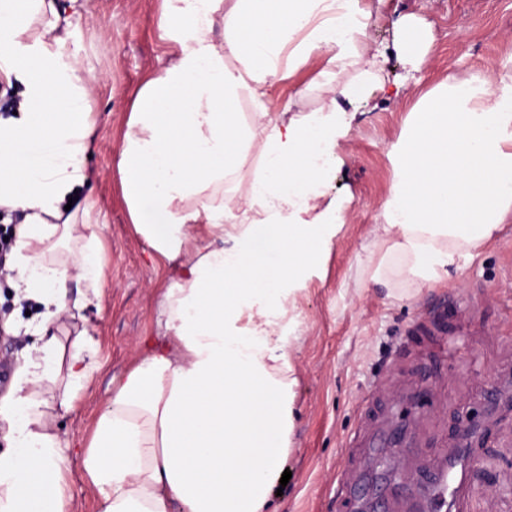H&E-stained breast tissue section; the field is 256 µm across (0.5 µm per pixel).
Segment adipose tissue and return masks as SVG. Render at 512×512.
I'll return each instance as SVG.
<instances>
[{"mask_svg":"<svg viewBox=\"0 0 512 512\" xmlns=\"http://www.w3.org/2000/svg\"><path fill=\"white\" fill-rule=\"evenodd\" d=\"M79 2L0 0V83L25 88L0 116V209L18 216L7 281L16 303L41 308L38 341L0 399V512H71L58 419L97 368L84 311L101 300L105 246L66 207L86 183L96 128L66 51ZM163 2L177 58L140 89L118 169L134 230L169 279L156 333L114 381L82 467L104 512H272L294 431L281 323L344 219L326 196L338 141L387 53L363 41L372 0ZM286 50L296 69L315 55L353 69L325 84L328 111H269ZM257 137L262 162L245 192L213 202ZM389 155L393 183L364 247L371 280L447 283L512 222V73L449 77L420 98Z\"/></svg>","mask_w":512,"mask_h":512,"instance_id":"1","label":"adipose tissue"}]
</instances>
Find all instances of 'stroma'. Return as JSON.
<instances>
[{
  "instance_id": "35a3bbf8",
  "label": "stroma",
  "mask_w": 512,
  "mask_h": 512,
  "mask_svg": "<svg viewBox=\"0 0 512 512\" xmlns=\"http://www.w3.org/2000/svg\"><path fill=\"white\" fill-rule=\"evenodd\" d=\"M163 0H88L66 49L88 80L97 129L83 192L95 202L107 252L100 305L85 314L98 342V370L76 408L60 421L73 446V512H101L82 472L79 448L153 328L165 269L136 234L117 162L138 91L175 60L177 45L158 26ZM408 16L429 40L420 58L390 52L385 79L407 84L400 102L374 92L358 113L328 195L344 200L345 222L328 252L308 267L290 310L299 323L290 349L297 384L292 473L279 512H351L347 491L386 512H421V478L442 460L467 477L459 504L439 512H512V223L453 273L448 284L398 299L373 285L360 259L380 220L393 178L391 146L419 99L448 77L502 71L512 58V0H375L365 40L390 47ZM336 68L312 56L271 91L280 112L327 110L321 78ZM445 320L447 336H407L415 323ZM475 416L461 443L452 420ZM402 432L398 447L373 453L368 441Z\"/></svg>"
}]
</instances>
